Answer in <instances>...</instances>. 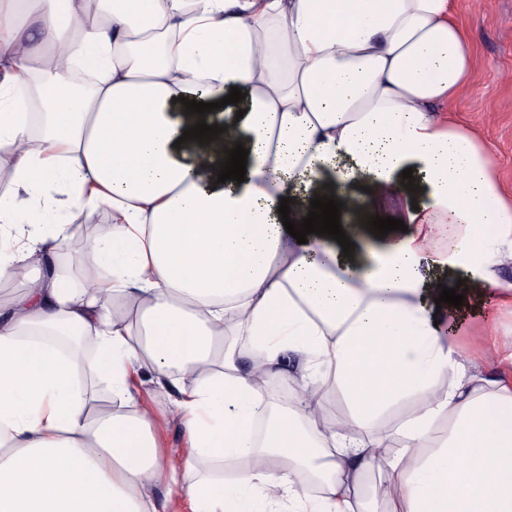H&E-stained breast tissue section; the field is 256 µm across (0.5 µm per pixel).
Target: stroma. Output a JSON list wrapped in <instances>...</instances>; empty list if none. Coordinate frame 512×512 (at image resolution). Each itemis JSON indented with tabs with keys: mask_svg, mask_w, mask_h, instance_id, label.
<instances>
[{
	"mask_svg": "<svg viewBox=\"0 0 512 512\" xmlns=\"http://www.w3.org/2000/svg\"><path fill=\"white\" fill-rule=\"evenodd\" d=\"M459 6L461 18L470 28L476 67L470 85L448 105V118L471 126L492 145L498 159V187L512 194V0H459ZM52 221L69 227L66 239L58 243L53 261L56 271L71 286L99 276L101 268L93 264L81 270L70 269L67 255L75 248L92 247L96 226L111 221L109 210L100 207L77 218L70 209L60 208L53 213ZM448 321L459 328L455 341L464 356L474 357L477 344L491 336L512 343V301L493 302L483 316L460 313L449 316ZM137 389V403L154 415L153 429L162 449L185 450V431L169 415L177 390L159 387L145 374L139 376Z\"/></svg>",
	"mask_w": 512,
	"mask_h": 512,
	"instance_id": "stroma-1",
	"label": "stroma"
}]
</instances>
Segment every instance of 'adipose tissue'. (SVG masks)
Masks as SVG:
<instances>
[{
	"mask_svg": "<svg viewBox=\"0 0 512 512\" xmlns=\"http://www.w3.org/2000/svg\"><path fill=\"white\" fill-rule=\"evenodd\" d=\"M33 25L0 37V153L13 163L0 196V278L20 295L0 312V512H157L164 485L193 512H361L366 472L391 512H512V371L504 347L458 360L441 287L464 306L512 299V195L500 192L491 146L442 107L470 83L476 55L458 0H112L113 22L86 23L89 0H25ZM64 60L42 86L46 139L32 149L12 90L42 49ZM91 92L72 86L74 60ZM245 91L242 118L222 110L219 138L183 140L210 103ZM243 143L246 179L217 165ZM420 174L418 190L402 172ZM97 191L84 196L82 187ZM80 210L111 207L91 250L111 281L67 287L33 276L62 224L49 185ZM404 197L405 231L375 238L366 223L383 195ZM330 196L353 216L352 254L325 235L297 243L278 207L305 218ZM455 224L426 247L433 224ZM135 309L114 316L113 298ZM250 336L241 374L225 336ZM298 358L292 409L264 383ZM159 386L200 377L174 399L188 452L172 463L135 406L130 374ZM112 405L93 406L97 382ZM349 411L322 413L326 387ZM414 400L397 433L392 404ZM447 419L448 431L436 425ZM235 465L232 478L198 468ZM323 483L319 500L303 488ZM414 403L412 401H402L390 407L378 419V427L381 431H391L401 422H403L412 411Z\"/></svg>",
	"mask_w": 512,
	"mask_h": 512,
	"instance_id": "adipose-tissue-1",
	"label": "adipose tissue"
}]
</instances>
